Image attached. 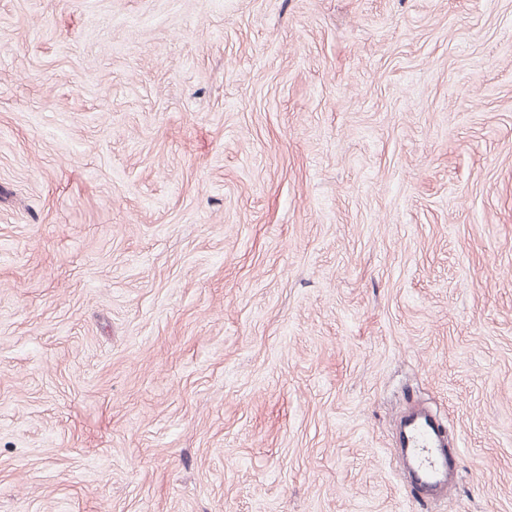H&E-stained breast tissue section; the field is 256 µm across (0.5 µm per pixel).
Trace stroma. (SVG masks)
I'll list each match as a JSON object with an SVG mask.
<instances>
[{"label": "stroma", "mask_w": 512, "mask_h": 512, "mask_svg": "<svg viewBox=\"0 0 512 512\" xmlns=\"http://www.w3.org/2000/svg\"><path fill=\"white\" fill-rule=\"evenodd\" d=\"M0 512H512V0H0ZM399 446L411 472L410 487L423 500L435 501L445 496L458 476V456L448 446L443 429L418 405H410L401 419ZM448 447V448H447Z\"/></svg>", "instance_id": "obj_1"}]
</instances>
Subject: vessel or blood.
<instances>
[{"instance_id": "1", "label": "vessel or blood", "mask_w": 512, "mask_h": 512, "mask_svg": "<svg viewBox=\"0 0 512 512\" xmlns=\"http://www.w3.org/2000/svg\"><path fill=\"white\" fill-rule=\"evenodd\" d=\"M399 446L411 472L410 486L421 499L432 502L450 491V476L458 471L457 453L443 429L419 406H409L403 417Z\"/></svg>"}]
</instances>
